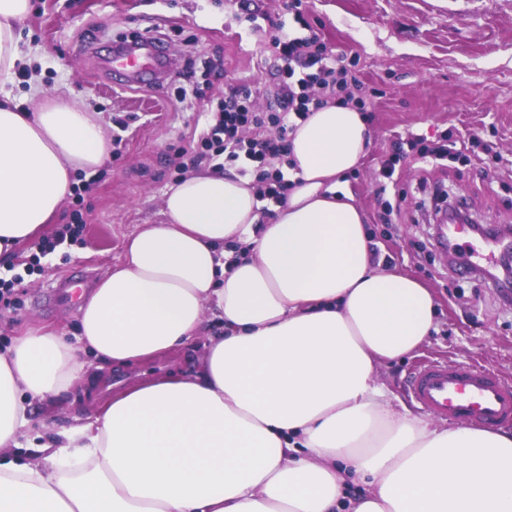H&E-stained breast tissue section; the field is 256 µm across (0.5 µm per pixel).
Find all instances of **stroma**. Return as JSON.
<instances>
[{"label":"stroma","instance_id":"stroma-1","mask_svg":"<svg viewBox=\"0 0 512 512\" xmlns=\"http://www.w3.org/2000/svg\"><path fill=\"white\" fill-rule=\"evenodd\" d=\"M288 0H30L20 23L21 48L46 93L68 92L99 112L107 136H120L115 154L99 167L81 196H66L40 236L85 220L79 240L41 258L39 272L0 298V353L28 329L72 335L81 300L75 288L97 286L125 256L128 237L163 219L161 198L183 176L179 151L198 147L205 115L230 85L262 88L279 78L269 46L274 25L292 35L303 29ZM334 54L357 57L366 87L382 90L367 121L373 142L362 165L345 176L362 208L380 261L429 288L437 303V330L417 353L381 366L379 376L395 405H408L405 378L426 358L449 364L483 360L512 381V287L495 288L493 274L457 273L440 243L435 187L465 197L472 222L512 225V0H304ZM138 34L165 49L172 69L140 88H126L103 65L112 44ZM481 132L493 150L483 162L447 160L421 170L415 160L399 169L406 193L391 223L380 220L375 176L390 143L410 133L429 144ZM204 354L196 341L165 362L116 366L88 359L81 376L58 396L33 405L26 434L33 445L12 449L20 463L52 443L75 419L111 401L96 393L101 374L132 384L197 372Z\"/></svg>","mask_w":512,"mask_h":512}]
</instances>
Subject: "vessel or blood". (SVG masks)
I'll list each match as a JSON object with an SVG mask.
<instances>
[{"label":"vessel or blood","instance_id":"b4317fda","mask_svg":"<svg viewBox=\"0 0 512 512\" xmlns=\"http://www.w3.org/2000/svg\"><path fill=\"white\" fill-rule=\"evenodd\" d=\"M151 50V40L141 39L139 47L114 54L112 66L136 78L140 60L150 58ZM407 389L413 401L451 422L467 420L487 426L512 421V384L480 363L430 362L408 375Z\"/></svg>","mask_w":512,"mask_h":512}]
</instances>
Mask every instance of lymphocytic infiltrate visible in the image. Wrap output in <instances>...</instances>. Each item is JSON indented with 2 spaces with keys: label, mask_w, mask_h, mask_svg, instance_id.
<instances>
[{
  "label": "lymphocytic infiltrate",
  "mask_w": 512,
  "mask_h": 512,
  "mask_svg": "<svg viewBox=\"0 0 512 512\" xmlns=\"http://www.w3.org/2000/svg\"><path fill=\"white\" fill-rule=\"evenodd\" d=\"M272 43L283 63L278 83L267 92L271 103L266 110H254L252 88L244 83L230 87L209 120V131L201 145L187 155L190 164L206 165L217 159L240 163V172L252 175L264 186L262 194L282 199L288 182L281 170L271 169L270 160L285 159L287 135L296 121L306 119L310 112L330 104L350 106L367 111L368 96L358 76V58H345L328 53L317 32L294 37L283 26H275ZM278 129L279 138L266 137L268 127ZM250 128V138H242L241 128ZM426 166L440 165L452 155L448 145L430 147L420 135L396 139L384 160L376 188L379 205L385 214H392L387 199L389 189L397 187L398 166L408 156Z\"/></svg>",
  "instance_id": "f902f5d3"
}]
</instances>
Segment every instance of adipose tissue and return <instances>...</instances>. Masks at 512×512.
I'll return each mask as SVG.
<instances>
[{
  "label": "adipose tissue",
  "mask_w": 512,
  "mask_h": 512,
  "mask_svg": "<svg viewBox=\"0 0 512 512\" xmlns=\"http://www.w3.org/2000/svg\"><path fill=\"white\" fill-rule=\"evenodd\" d=\"M30 0H0V86L25 57ZM371 145L363 112L296 121L291 185L269 222L252 181L193 171L83 299L67 342L32 329L0 354V512H512V432L442 426L394 406L378 368L436 329L435 298L374 264L344 190ZM111 151L98 113L62 94L0 102V254L59 211L74 171ZM237 242L226 256L225 242ZM209 337L201 369L115 394L39 449L34 403L77 380L80 350L120 365ZM363 494L348 497L349 480Z\"/></svg>",
  "instance_id": "obj_1"
}]
</instances>
